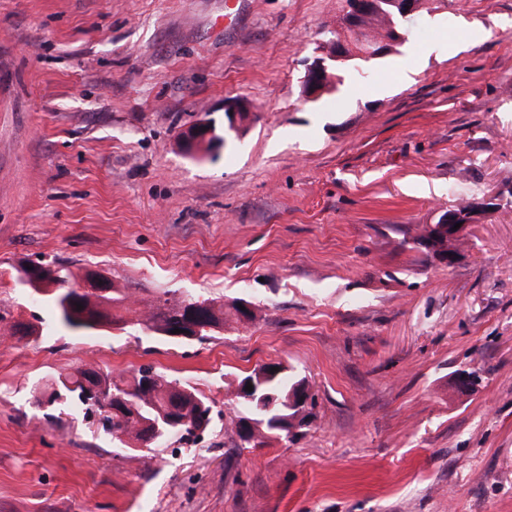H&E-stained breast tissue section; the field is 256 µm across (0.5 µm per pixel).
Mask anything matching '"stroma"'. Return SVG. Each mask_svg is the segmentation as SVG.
<instances>
[{"label":"stroma","instance_id":"1","mask_svg":"<svg viewBox=\"0 0 512 512\" xmlns=\"http://www.w3.org/2000/svg\"><path fill=\"white\" fill-rule=\"evenodd\" d=\"M343 7L0 0V512H512V206L453 266L414 242L512 189V0H441L305 101ZM236 101L240 137L181 150ZM43 260L125 289L124 328H63L17 281ZM165 290L252 318L164 342L137 320ZM265 364L307 378L316 407L297 441L241 449L237 384ZM76 366L154 367L213 421L125 449L72 397L38 404ZM203 127H206V131H203ZM213 134L211 121L208 118H200L182 134V141L186 152L195 154L201 146H207Z\"/></svg>","mask_w":512,"mask_h":512}]
</instances>
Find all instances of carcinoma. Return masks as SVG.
<instances>
[{
  "mask_svg": "<svg viewBox=\"0 0 512 512\" xmlns=\"http://www.w3.org/2000/svg\"><path fill=\"white\" fill-rule=\"evenodd\" d=\"M380 12L363 21L367 39L359 40L352 31L336 32V39L343 42L347 62L362 59L367 52L369 43L383 41H399L401 43L413 36L415 26H408L401 17L397 0H379ZM417 244L423 246L432 256L448 254V237L433 225L426 224L419 235L415 237ZM91 272L74 276L68 269L55 264L39 265V276L46 282L42 297L49 301L54 309L59 323L70 330H97L102 327L119 326L124 323L121 316L112 314V305L127 300L122 289L108 284L98 289L90 288L82 293L77 292L75 280H89ZM82 308H77V305ZM192 304L190 298H176L164 291L156 296L152 311L142 321L144 329L168 339L167 333L188 323L187 311ZM205 311V319L190 324V331L197 341L211 338L215 332L224 329L229 320L242 321L244 314L240 309L241 303L229 306L222 302L205 299L200 302ZM99 370L78 366L72 371L58 376L55 384L77 394L79 402L87 408H96L102 412L106 404L100 395L115 391L126 395L128 405L121 413L105 416L109 423L108 432L112 439L125 447L132 449L138 444H149L141 424L145 420H161L165 411L171 405H176V416L182 420L179 427V438L187 439L194 434L193 427L197 421L211 412V405L192 386L170 379L151 367H143L129 378H115L106 374L104 381L98 380ZM250 381L255 382L254 392L257 397L275 396L286 399L289 392L302 388L304 379L275 371L270 375L259 378L258 370L241 379L239 387L243 388ZM240 411L235 415L239 421L254 423V431L243 433L236 431L239 439L238 447L254 448L263 444L266 435L273 433L269 428L270 421L277 416H293L295 412L285 409L280 403L270 410L259 407L258 401L239 398Z\"/></svg>",
  "mask_w": 512,
  "mask_h": 512,
  "instance_id": "1",
  "label": "carcinoma"
}]
</instances>
